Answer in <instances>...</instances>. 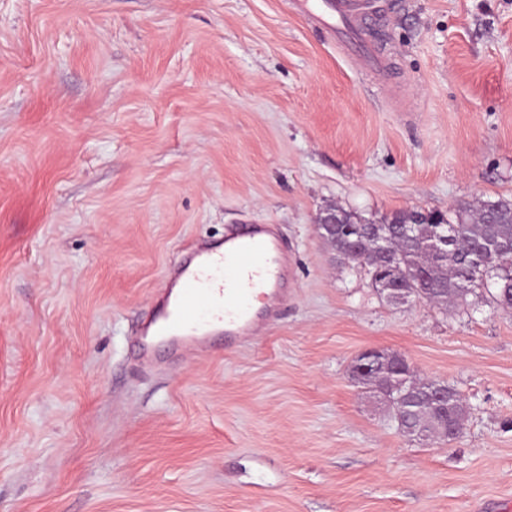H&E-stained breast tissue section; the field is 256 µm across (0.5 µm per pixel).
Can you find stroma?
Wrapping results in <instances>:
<instances>
[{
    "instance_id": "1",
    "label": "stroma",
    "mask_w": 512,
    "mask_h": 512,
    "mask_svg": "<svg viewBox=\"0 0 512 512\" xmlns=\"http://www.w3.org/2000/svg\"><path fill=\"white\" fill-rule=\"evenodd\" d=\"M377 75L293 0H0V512H512V309L395 304L317 223L512 200V0H400ZM232 224L291 258L253 335L132 345ZM462 397L409 441L350 378ZM399 362H404L413 368L408 359L400 353L367 350L359 356L357 363L352 368V375L354 380L359 383L376 381L391 386L394 383L390 378L391 369Z\"/></svg>"
}]
</instances>
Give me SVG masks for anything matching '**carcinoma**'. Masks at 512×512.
Listing matches in <instances>:
<instances>
[{"label":"carcinoma","instance_id":"obj_1","mask_svg":"<svg viewBox=\"0 0 512 512\" xmlns=\"http://www.w3.org/2000/svg\"><path fill=\"white\" fill-rule=\"evenodd\" d=\"M351 219V241H370L371 235L379 234L386 240L388 249L397 256L396 277L414 295L428 292L430 288L448 289V298L464 300L470 294L486 293L492 302L502 307L504 296L512 292V252L499 255L486 250L492 240L512 243V201L497 199L480 202L477 209L460 204L448 214L434 212L421 224L412 225V236L400 235L399 223L407 216L399 212L384 219L377 226L361 224ZM484 254L482 277L473 271L471 261ZM428 271V279L420 277ZM434 381L383 392L395 407L397 428L409 433L424 421L423 411L431 407L430 395Z\"/></svg>","mask_w":512,"mask_h":512}]
</instances>
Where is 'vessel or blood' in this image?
Returning a JSON list of instances; mask_svg holds the SVG:
<instances>
[{"label": "vessel or blood", "instance_id": "1", "mask_svg": "<svg viewBox=\"0 0 512 512\" xmlns=\"http://www.w3.org/2000/svg\"><path fill=\"white\" fill-rule=\"evenodd\" d=\"M302 5L366 69L387 70V59L362 36L364 26L386 10L385 0H302ZM287 271L288 257L271 225L233 227L224 235L223 248L190 247L174 271L170 288L158 295V312L143 319L140 330L166 336L189 350L206 348L218 333L228 338L250 335L252 290L266 289L270 302L279 303Z\"/></svg>", "mask_w": 512, "mask_h": 512}]
</instances>
